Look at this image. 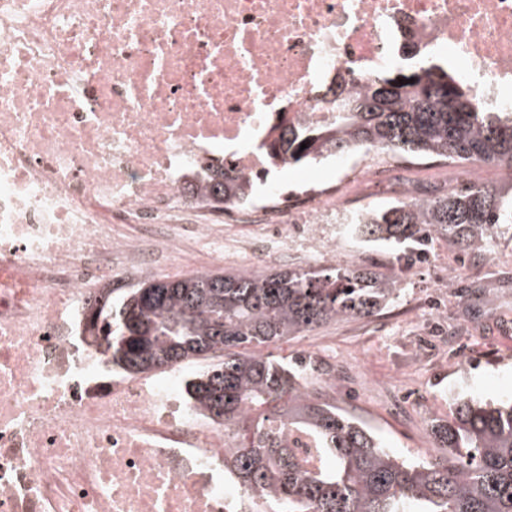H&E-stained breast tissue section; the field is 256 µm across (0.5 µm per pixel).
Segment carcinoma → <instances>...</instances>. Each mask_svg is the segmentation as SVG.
Masks as SVG:
<instances>
[{
    "mask_svg": "<svg viewBox=\"0 0 512 512\" xmlns=\"http://www.w3.org/2000/svg\"><path fill=\"white\" fill-rule=\"evenodd\" d=\"M332 92L336 116L282 128L270 144L273 157L294 165L366 146L512 169V111H478L472 87L441 64L378 73L354 95L340 84ZM253 188L218 167L204 197L243 201ZM511 192L512 185L436 189L421 202L366 209L350 230L366 242L401 247L408 262L434 234L476 252L512 220L505 198ZM398 297L394 280L367 267L211 270L107 294L92 327L103 354L134 374L205 362L191 394L227 431L224 467L245 493L278 505L276 512H512V401L457 399L448 419L430 421L446 454L411 461L309 387L312 360L264 352L329 322L373 316ZM294 433L310 440L315 457L291 448Z\"/></svg>",
    "mask_w": 512,
    "mask_h": 512,
    "instance_id": "carcinoma-1",
    "label": "carcinoma"
}]
</instances>
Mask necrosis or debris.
<instances>
[{
  "label": "necrosis or debris",
  "instance_id": "necrosis-or-debris-1",
  "mask_svg": "<svg viewBox=\"0 0 512 512\" xmlns=\"http://www.w3.org/2000/svg\"><path fill=\"white\" fill-rule=\"evenodd\" d=\"M409 36L512 110V0H0V512H271L227 491L191 369L111 365L92 305L199 246L332 263L366 187L423 200L404 162L326 157L289 191L268 155ZM219 164L260 176L248 204H203Z\"/></svg>",
  "mask_w": 512,
  "mask_h": 512
}]
</instances>
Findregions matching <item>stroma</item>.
I'll list each match as a JSON object with an SVG mask.
<instances>
[{"label": "stroma", "mask_w": 512, "mask_h": 512, "mask_svg": "<svg viewBox=\"0 0 512 512\" xmlns=\"http://www.w3.org/2000/svg\"><path fill=\"white\" fill-rule=\"evenodd\" d=\"M342 262L396 280L395 303L367 319H347L271 346L274 356L311 357L335 372L327 398L411 459L442 456L430 417L447 418L457 396L512 398V224L485 251L465 254L433 237L418 260L348 239Z\"/></svg>", "instance_id": "35a3bbf8"}]
</instances>
